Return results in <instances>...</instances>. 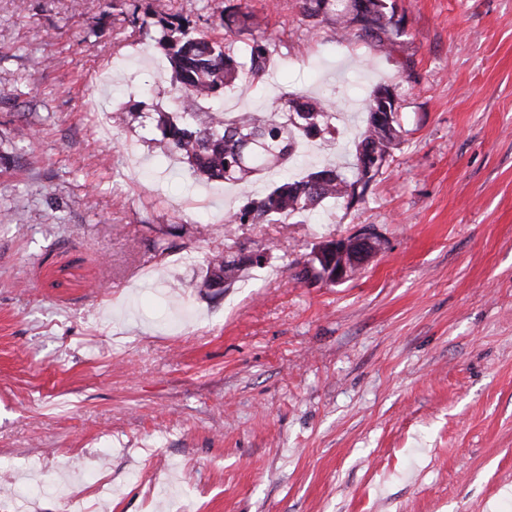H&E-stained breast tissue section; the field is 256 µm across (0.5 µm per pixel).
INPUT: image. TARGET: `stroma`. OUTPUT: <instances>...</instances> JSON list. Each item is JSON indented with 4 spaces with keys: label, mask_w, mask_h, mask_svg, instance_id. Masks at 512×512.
<instances>
[{
    "label": "stroma",
    "mask_w": 512,
    "mask_h": 512,
    "mask_svg": "<svg viewBox=\"0 0 512 512\" xmlns=\"http://www.w3.org/2000/svg\"><path fill=\"white\" fill-rule=\"evenodd\" d=\"M270 49L219 104L336 103L286 172L196 182L153 19L181 0H0V512H512V0H394L390 52L302 0H237ZM392 88L401 143L364 201L271 224L226 211L349 170ZM383 248L300 281L324 241ZM264 252L197 289L210 253ZM381 249L379 237L371 231L363 230L349 237L336 239L326 253L336 252V259L326 265L323 278L330 284H339L364 268L370 259Z\"/></svg>",
    "instance_id": "stroma-1"
}]
</instances>
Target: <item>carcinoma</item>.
Instances as JSON below:
<instances>
[{
	"label": "carcinoma",
	"instance_id": "carcinoma-1",
	"mask_svg": "<svg viewBox=\"0 0 512 512\" xmlns=\"http://www.w3.org/2000/svg\"><path fill=\"white\" fill-rule=\"evenodd\" d=\"M305 16L314 23L332 22L343 36H354L390 51L404 33L403 19L395 18L390 0H304ZM193 7L180 10L159 21L157 42L165 49L175 85L176 112L159 115L162 138L159 148L166 155L178 154L198 180L243 182L253 174L284 166L295 155L297 138L335 139L336 129L328 121V104L304 94H295L285 104L272 105L266 112H239L228 118L222 112H203L200 104L210 102L243 77L261 80L267 73L269 44L261 37L247 43L244 59L226 52L224 42L193 32L190 17ZM221 25L239 35L252 31L255 17L224 0L219 12ZM367 119L360 143L372 146L384 160L400 145V139L387 136L374 121L376 112H397V101L388 86L375 89L366 105ZM347 178L337 169L310 172L302 179L285 178L264 195L253 197L225 215L229 224H270L294 213L312 210L326 200L351 206L364 199L374 178L384 165L372 169L364 186L358 164ZM263 255L238 259L222 252L207 260L201 287L220 281L230 285L246 266L258 263Z\"/></svg>",
	"mask_w": 512,
	"mask_h": 512
}]
</instances>
